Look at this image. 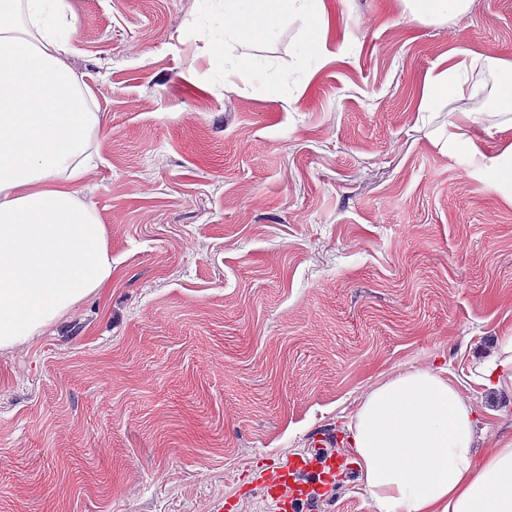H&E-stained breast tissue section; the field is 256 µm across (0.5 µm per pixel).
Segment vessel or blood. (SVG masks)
Instances as JSON below:
<instances>
[{"mask_svg": "<svg viewBox=\"0 0 512 512\" xmlns=\"http://www.w3.org/2000/svg\"><path fill=\"white\" fill-rule=\"evenodd\" d=\"M332 439L323 435L316 439L317 453L290 461L267 480L268 495L277 512H307L333 481L335 457L326 447Z\"/></svg>", "mask_w": 512, "mask_h": 512, "instance_id": "obj_1", "label": "vessel or blood"}]
</instances>
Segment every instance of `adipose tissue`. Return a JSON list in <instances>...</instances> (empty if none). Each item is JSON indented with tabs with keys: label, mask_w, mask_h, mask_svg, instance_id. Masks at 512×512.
Here are the masks:
<instances>
[{
	"label": "adipose tissue",
	"mask_w": 512,
	"mask_h": 512,
	"mask_svg": "<svg viewBox=\"0 0 512 512\" xmlns=\"http://www.w3.org/2000/svg\"><path fill=\"white\" fill-rule=\"evenodd\" d=\"M310 22L301 50L319 54L322 0H224V32L269 38L280 16ZM67 0H0V348L34 335L112 279L106 230L75 191L92 169L99 124L91 89L67 63ZM460 60L429 72L418 109L473 93ZM477 383L512 388V336L476 368ZM477 409L447 369L378 385L349 426L372 512H512V439L475 451Z\"/></svg>",
	"instance_id": "ef3b65f1"
}]
</instances>
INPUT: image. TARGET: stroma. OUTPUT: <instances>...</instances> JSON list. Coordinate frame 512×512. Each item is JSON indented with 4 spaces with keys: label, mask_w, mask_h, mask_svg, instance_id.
Masks as SVG:
<instances>
[{
    "label": "stroma",
    "mask_w": 512,
    "mask_h": 512,
    "mask_svg": "<svg viewBox=\"0 0 512 512\" xmlns=\"http://www.w3.org/2000/svg\"><path fill=\"white\" fill-rule=\"evenodd\" d=\"M72 69L101 124L80 198L112 280L0 349V512H273L264 481L333 435L320 512H371L347 445L366 394L448 368L476 449L512 438V391L472 374L512 335V0L444 24L402 0H323L273 37L224 35V0H69ZM479 55L475 94L418 109ZM483 123L461 140V111ZM478 59L472 58L455 62L448 67L430 71L425 79L423 92L418 109L422 112H434L443 103L448 104L464 99L475 91L473 85L468 84L467 72L473 69Z\"/></svg>",
    "instance_id": "1"
}]
</instances>
